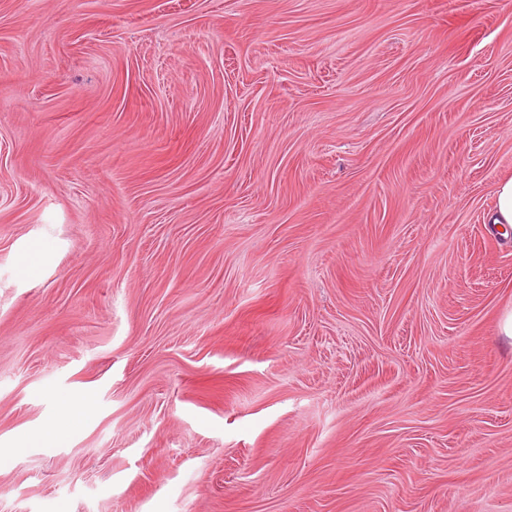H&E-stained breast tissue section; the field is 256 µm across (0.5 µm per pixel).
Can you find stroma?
<instances>
[{
    "label": "stroma",
    "instance_id": "obj_1",
    "mask_svg": "<svg viewBox=\"0 0 512 512\" xmlns=\"http://www.w3.org/2000/svg\"><path fill=\"white\" fill-rule=\"evenodd\" d=\"M508 176L512 0H0V512H512ZM494 211L489 217V224H494L498 228L512 226V177L500 180L494 188Z\"/></svg>",
    "mask_w": 512,
    "mask_h": 512
}]
</instances>
